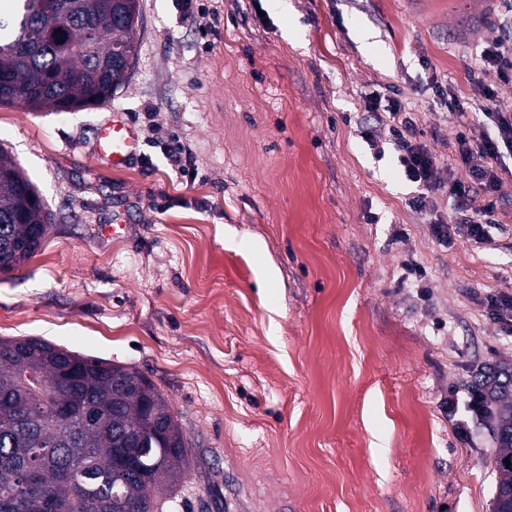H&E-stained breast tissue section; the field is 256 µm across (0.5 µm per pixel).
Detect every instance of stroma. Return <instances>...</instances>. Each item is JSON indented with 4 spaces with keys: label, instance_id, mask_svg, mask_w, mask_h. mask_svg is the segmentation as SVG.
<instances>
[{
    "label": "stroma",
    "instance_id": "1",
    "mask_svg": "<svg viewBox=\"0 0 512 512\" xmlns=\"http://www.w3.org/2000/svg\"><path fill=\"white\" fill-rule=\"evenodd\" d=\"M506 0H139L128 84L101 108L0 105V148L55 221L21 268L0 274V337L32 336L138 369L196 445L183 512H490L498 449L486 423L460 436L476 364L512 367L489 294L512 295V154L494 163L498 222L474 248L430 232L396 164L358 135L364 97H401L460 181L456 130L491 135L481 86L512 113L495 71ZM211 26L196 28L198 16ZM374 37L363 45L359 30ZM458 97L449 113L438 88ZM121 121L139 154L93 155ZM179 135L189 182L157 140ZM129 231L112 238L106 225Z\"/></svg>",
    "mask_w": 512,
    "mask_h": 512
}]
</instances>
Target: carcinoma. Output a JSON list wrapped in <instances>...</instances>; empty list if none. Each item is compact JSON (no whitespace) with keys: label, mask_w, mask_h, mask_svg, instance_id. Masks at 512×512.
I'll list each match as a JSON object with an SVG mask.
<instances>
[{"label":"carcinoma","mask_w":512,"mask_h":512,"mask_svg":"<svg viewBox=\"0 0 512 512\" xmlns=\"http://www.w3.org/2000/svg\"><path fill=\"white\" fill-rule=\"evenodd\" d=\"M107 3L94 31L80 17ZM17 32L0 42V104L76 111L108 103L131 77L112 45L137 56L138 0H60L72 48L53 47L39 0H19ZM52 225L40 193L0 149V273L20 267ZM492 512L512 494V441L500 442ZM511 461L506 465L505 461ZM193 446L171 403L137 369L36 337H0V512H174Z\"/></svg>","instance_id":"carcinoma-1"}]
</instances>
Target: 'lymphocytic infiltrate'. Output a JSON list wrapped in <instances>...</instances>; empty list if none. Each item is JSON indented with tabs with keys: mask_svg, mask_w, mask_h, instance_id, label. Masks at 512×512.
I'll return each instance as SVG.
<instances>
[{
	"mask_svg": "<svg viewBox=\"0 0 512 512\" xmlns=\"http://www.w3.org/2000/svg\"><path fill=\"white\" fill-rule=\"evenodd\" d=\"M368 111L374 112L376 121L388 132L397 153V162L407 180L416 184L417 193L411 203L421 211H432L437 206V194L448 195L461 218L458 222L432 224L431 232L440 245H448L455 238H465L470 244L481 245L488 240V227L494 221L497 201L493 194L498 177L493 163L502 151L512 152V115L490 108L482 114L492 124L494 133L480 140L470 139L464 132H457L455 149L462 165L467 169L470 186H458L456 180L442 182L440 163L434 153L421 141L420 131L408 115L405 104L397 99L380 105L378 98L369 97ZM486 197L483 206L474 208L469 203L471 193ZM478 386L470 391L468 411L470 420L456 419L452 425L458 433H465L468 421L487 422L499 412V395L505 390L502 376L493 358H485L477 367Z\"/></svg>",
	"mask_w": 512,
	"mask_h": 512,
	"instance_id": "lymphocytic-infiltrate-1",
	"label": "lymphocytic infiltrate"
}]
</instances>
